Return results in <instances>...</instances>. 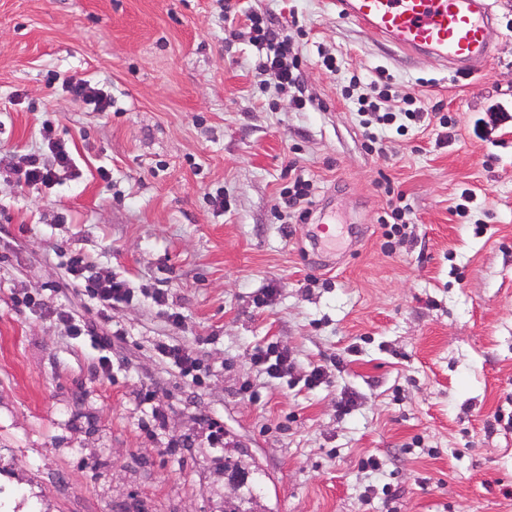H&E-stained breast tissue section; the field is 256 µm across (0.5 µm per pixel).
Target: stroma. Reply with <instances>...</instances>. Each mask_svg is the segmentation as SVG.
<instances>
[{
    "mask_svg": "<svg viewBox=\"0 0 512 512\" xmlns=\"http://www.w3.org/2000/svg\"><path fill=\"white\" fill-rule=\"evenodd\" d=\"M232 2L229 20L216 0H0V487L20 492L0 512H224L239 448L257 512H512V125L472 133L512 114V0H496L472 76L391 50L332 0ZM251 11L290 21L298 91L267 89ZM381 73L453 128L369 148L345 88ZM66 78L105 90L110 111ZM47 121L75 163L20 188ZM298 172L315 203L286 226ZM388 184L410 210L391 249ZM319 224L336 225L335 254ZM75 256L133 290L110 313L108 379L51 316L95 317L67 276ZM161 341L201 356L197 380ZM272 343L288 378L253 361ZM314 365L328 378L305 386ZM66 87L73 97L82 99L88 104H93L97 111L106 112L112 107L111 97L86 83L79 82L73 84V82H70Z\"/></svg>",
    "mask_w": 512,
    "mask_h": 512,
    "instance_id": "stroma-1",
    "label": "stroma"
}]
</instances>
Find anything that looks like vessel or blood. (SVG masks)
I'll return each mask as SVG.
<instances>
[{
    "label": "vessel or blood",
    "instance_id": "b4317fda",
    "mask_svg": "<svg viewBox=\"0 0 512 512\" xmlns=\"http://www.w3.org/2000/svg\"><path fill=\"white\" fill-rule=\"evenodd\" d=\"M336 12L400 52L460 75L481 68L498 35L492 0H336Z\"/></svg>",
    "mask_w": 512,
    "mask_h": 512
}]
</instances>
